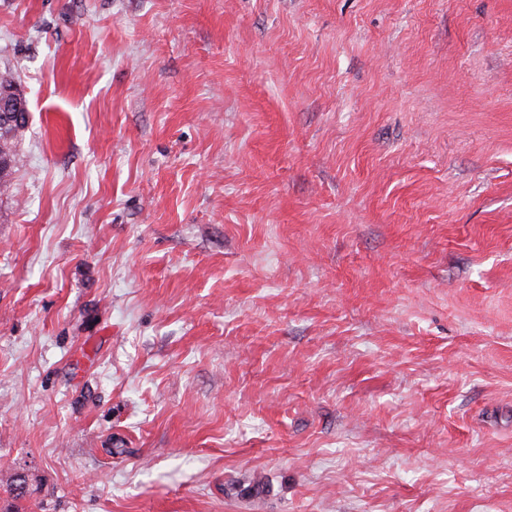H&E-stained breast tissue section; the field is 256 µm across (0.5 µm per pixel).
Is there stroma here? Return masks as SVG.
Listing matches in <instances>:
<instances>
[{
  "label": "stroma",
  "mask_w": 512,
  "mask_h": 512,
  "mask_svg": "<svg viewBox=\"0 0 512 512\" xmlns=\"http://www.w3.org/2000/svg\"><path fill=\"white\" fill-rule=\"evenodd\" d=\"M20 512H512V0H0ZM27 127L28 124L17 130L9 140L0 136V191L10 186L17 162V145Z\"/></svg>",
  "instance_id": "stroma-1"
}]
</instances>
